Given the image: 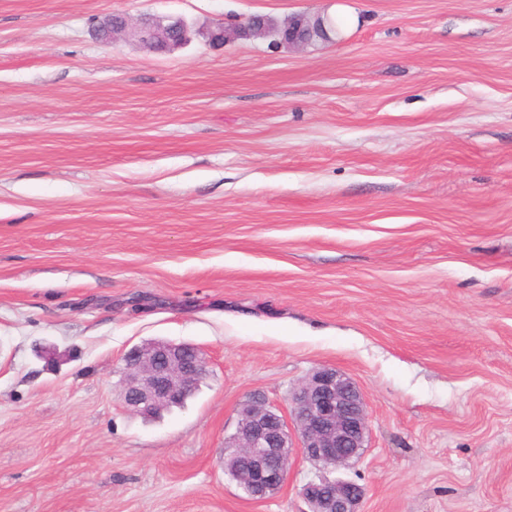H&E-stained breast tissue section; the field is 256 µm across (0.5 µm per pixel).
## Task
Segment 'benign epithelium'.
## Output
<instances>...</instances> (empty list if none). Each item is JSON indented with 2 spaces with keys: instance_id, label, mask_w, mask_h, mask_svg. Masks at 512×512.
<instances>
[{
  "instance_id": "7a95c632",
  "label": "benign epithelium",
  "mask_w": 512,
  "mask_h": 512,
  "mask_svg": "<svg viewBox=\"0 0 512 512\" xmlns=\"http://www.w3.org/2000/svg\"><path fill=\"white\" fill-rule=\"evenodd\" d=\"M328 20L324 13L297 15L283 25L268 18L256 28L250 17L241 24L221 22L196 29L180 16L152 15L133 22L112 15L102 22L108 28L103 42L129 37L152 50L170 51L195 35L213 47L272 36L277 43L305 49L317 38L323 44L336 41V30H328ZM206 372L205 357L190 344L158 341L134 348L125 356L122 403L133 413L153 415L189 397ZM368 433L366 406L357 384L335 368L322 367L288 394V412L259 398L242 407L237 432L225 451L246 458L247 469L235 482L249 498L260 500L285 485L294 454L334 470L363 453ZM301 494L310 512H361L363 489L352 481L320 475L305 483Z\"/></svg>"
}]
</instances>
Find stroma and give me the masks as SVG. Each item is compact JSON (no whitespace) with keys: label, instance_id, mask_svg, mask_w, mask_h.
I'll return each instance as SVG.
<instances>
[{"label":"stroma","instance_id":"stroma-1","mask_svg":"<svg viewBox=\"0 0 512 512\" xmlns=\"http://www.w3.org/2000/svg\"><path fill=\"white\" fill-rule=\"evenodd\" d=\"M335 10V43L171 53ZM198 347L184 406L121 402L124 355ZM350 376L362 512H512V0H0V512H309L250 499L239 411ZM331 16L341 20L336 14ZM117 17L118 21H116ZM329 17L324 13L311 16L297 15L288 19V23L283 25H278L267 17L266 23L261 28L254 27L253 17H249L245 23L241 24L224 25V22H221L215 24L214 28L194 29L191 23L180 16L152 15L135 22H128L125 16L112 15L101 23L108 28L107 37L101 41L112 43V40L119 36L129 37L152 50L170 51L188 44L193 35L202 36L213 47H222L224 43L234 40L272 36L274 44L285 43L290 47L305 49L315 43V38L320 39L323 44L336 41V34L339 35L341 32L340 25L330 18V25L336 29H331L330 32L326 26Z\"/></svg>","mask_w":512,"mask_h":512}]
</instances>
